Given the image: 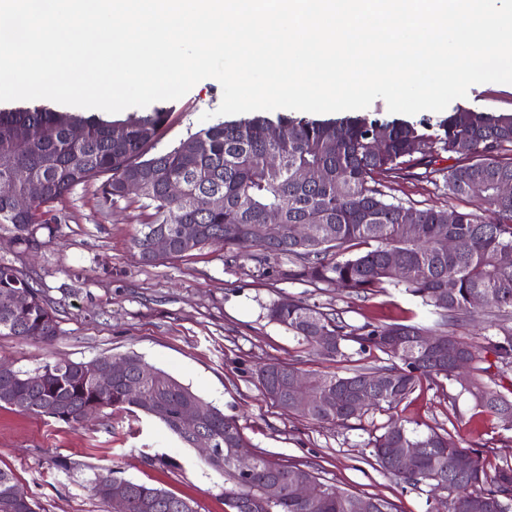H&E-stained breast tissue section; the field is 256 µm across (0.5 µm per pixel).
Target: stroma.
<instances>
[{"instance_id": "obj_1", "label": "stroma", "mask_w": 512, "mask_h": 512, "mask_svg": "<svg viewBox=\"0 0 512 512\" xmlns=\"http://www.w3.org/2000/svg\"><path fill=\"white\" fill-rule=\"evenodd\" d=\"M222 95L219 81L206 78L169 101L159 150L204 128V114L219 108ZM457 104L511 114L512 86L481 84ZM392 194L419 207L455 205L433 184L413 178L393 183ZM53 212L55 234L39 231L32 250L0 239V261L36 282L56 310L60 334L49 345L0 336V360L32 368L48 357L88 361L135 352L234 417L250 452L300 464L349 492L386 499L393 512H428L429 506L424 491L395 482L369 455L370 433L390 421L449 429L462 447L482 450L492 463L512 457V430L490 415L473 416L467 397L449 403L457 387L444 379L422 382L396 410L367 415L353 428L304 419L264 398L257 371L265 364L336 369L335 362L309 353L283 326L269 322L270 303L304 299L351 325L432 324L428 307L404 289L390 286L363 300L339 286L276 280L273 270L287 268V259L262 265L229 258L215 247L143 264L130 239L148 210L134 196L104 200L93 184L76 187ZM0 468L24 485L38 512H112L88 491L94 474L109 468L118 477L191 498L197 512H225L223 477L160 422L126 410H108L73 427L0 408Z\"/></svg>"}]
</instances>
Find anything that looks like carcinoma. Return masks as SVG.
Returning <instances> with one entry per match:
<instances>
[{
  "instance_id": "obj_1",
  "label": "carcinoma",
  "mask_w": 512,
  "mask_h": 512,
  "mask_svg": "<svg viewBox=\"0 0 512 512\" xmlns=\"http://www.w3.org/2000/svg\"><path fill=\"white\" fill-rule=\"evenodd\" d=\"M168 111L155 107L133 113L120 122L96 113L57 111L46 105L0 110V234L28 248L37 245V234L54 232L49 217L52 204L76 186L98 183L106 199H123V182L140 176L144 187L139 199L152 210L149 221L140 225L131 242L140 261L155 263L146 256L148 235L166 232L172 247L166 258H183L207 246L224 249L229 257L256 247L262 262L269 255L287 256L292 266L278 275L314 286L342 283L349 293L366 298L387 285H401L434 308L436 319L421 323L365 322L352 326L339 314L327 313L307 301L273 302L266 307L269 321L285 327L316 355L345 364L352 362L347 343L358 345L356 354L371 357L379 352L390 364L374 377L370 368H346L336 372L304 371L293 363L273 362L262 366L258 382L264 396L275 406L283 401L298 373L306 376L311 391L334 394L331 406L316 405L300 415L317 423H336L346 428L350 421L376 411H388L407 399L421 382L444 378L459 385L451 402L466 395L478 414L490 413L505 420L512 416V399L491 389L485 382L477 347L459 336L455 327L483 309L492 334L483 335L502 371L512 370V198H502L497 187L512 182V161L501 160L499 152L512 147V114H495L456 109L429 134L428 125L368 115L314 120L278 114L272 118L256 114L238 121L203 128L174 148L154 152L167 123ZM83 126L79 141L69 138L70 124ZM125 127L123 138H112V125ZM456 155L460 162L436 167L440 153ZM280 157L278 167L267 165L270 154ZM421 166V178L435 184L450 198L474 206L456 212L448 223V212L431 207L405 205L389 189L404 171ZM316 168L321 177L305 183L296 171ZM26 179L45 187L44 198L27 214L13 210V198L23 192ZM171 181L182 184V193H167ZM222 200L209 205L212 197ZM271 214L277 216L280 236L268 239L263 226ZM185 224L198 228L194 244L181 242ZM308 225L311 233L300 238L294 228ZM459 240V249L448 251V238ZM11 288L25 293L23 305H0V335L15 336L35 343H49L58 336L56 310L41 290L19 275L9 263L0 262V291ZM447 295L435 302L438 293ZM483 298L482 307L473 299ZM329 336L324 347L318 337ZM421 336H439L444 347L431 351L419 344ZM458 354L469 361V372L457 381L451 360ZM122 362L124 371L113 378L112 387L99 389L90 370L108 361ZM136 384L140 399L130 396ZM26 395V407L8 397ZM360 392L372 395L368 406L348 410ZM190 401H203L191 387L148 364L134 353L100 355L89 361H46L29 370L11 368L0 374V407L34 416L49 417L66 424L80 422L83 413L105 409L138 410L160 421L188 448L195 434L183 426L181 413ZM214 441L221 455L205 463L224 478L222 494L228 512H357L360 496L335 484L320 481L311 471L315 497L307 508L295 504L291 483L301 465L254 456L252 473L237 471L232 449L246 447L235 419L213 408L200 426ZM370 456L378 467L398 483L428 487L433 512H462L460 503L475 495L491 504L489 512H512V462L488 471L482 451L463 448L451 432L442 428L420 431L401 422L381 427L369 439ZM419 449L417 477L398 471L390 449ZM474 456L473 469L458 475L453 460ZM277 478L283 496L270 502L264 497L267 480ZM119 478L108 469L97 472L89 490L103 498L101 488ZM130 493L129 512H197L195 502L163 488L126 481ZM0 512H36L35 501L12 472L0 468Z\"/></svg>"
}]
</instances>
